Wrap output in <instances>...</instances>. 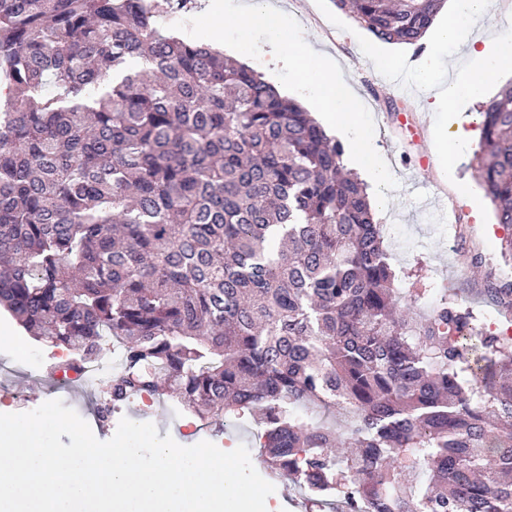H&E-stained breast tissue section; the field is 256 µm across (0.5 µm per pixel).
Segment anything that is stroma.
<instances>
[{
    "instance_id": "obj_1",
    "label": "stroma",
    "mask_w": 512,
    "mask_h": 512,
    "mask_svg": "<svg viewBox=\"0 0 512 512\" xmlns=\"http://www.w3.org/2000/svg\"><path fill=\"white\" fill-rule=\"evenodd\" d=\"M275 6L293 17L300 25L307 43L318 53L331 56L341 67L344 78L360 95L372 114L375 142L399 185L392 191V202L376 212L383 226L384 245L389 262L396 272L397 285L411 287L417 267H425L436 278L439 287L458 289L460 295L479 307L486 330L497 331L512 326L492 307L483 305L480 288L482 271L466 269L459 255L462 239L480 243L490 267L512 277V260L501 255L500 243L505 235L495 222L494 210L479 185L472 169L473 153L462 155L451 174L438 172L445 160L435 151L436 135L451 136L448 125L438 113L428 111L425 98H405L393 92L385 75L390 71L414 74L411 60L392 61L393 45L380 42L349 15L336 9L332 0H273ZM506 0H490L486 13L466 31L461 41L450 46L445 62L431 85L439 90L453 80L469 63V44L473 36L488 32L496 37L512 38V9ZM429 154L428 202H420L402 185L401 178L422 154ZM470 189L478 194L480 214H473L458 195ZM65 354L34 341L19 330L18 323L0 309V409L11 413L27 412L52 399L62 400L90 426L99 440H109L118 423H99L93 403L98 394L95 385L73 380L69 388H59L57 380L40 387L27 386L31 370H53ZM122 416L136 422L153 423L159 436H171L178 444L191 446L207 440L217 446L245 444L256 470H263L258 429L237 422L228 423L224 433L214 434L200 420L190 418L172 401L153 403L144 410L142 403L122 409Z\"/></svg>"
}]
</instances>
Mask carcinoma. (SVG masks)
I'll list each match as a JSON object with an SVG mask.
<instances>
[{"label":"carcinoma","mask_w":512,"mask_h":512,"mask_svg":"<svg viewBox=\"0 0 512 512\" xmlns=\"http://www.w3.org/2000/svg\"><path fill=\"white\" fill-rule=\"evenodd\" d=\"M187 2L0 0V307L66 370L112 337L101 422L166 395L261 426L270 473L347 512H512V338L452 288L394 286L341 141L158 26ZM443 2L334 0L390 44ZM480 116L512 257V84ZM481 294L512 314L511 279Z\"/></svg>","instance_id":"1"}]
</instances>
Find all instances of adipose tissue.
Masks as SVG:
<instances>
[{
	"label": "adipose tissue",
	"mask_w": 512,
	"mask_h": 512,
	"mask_svg": "<svg viewBox=\"0 0 512 512\" xmlns=\"http://www.w3.org/2000/svg\"><path fill=\"white\" fill-rule=\"evenodd\" d=\"M487 0H454L448 16L436 30L431 43L425 45L416 71L421 81H429L442 63L443 52L463 36L462 22L467 18L482 16ZM512 73V40L495 39L484 43L482 48L472 49L470 62L463 74L444 88L439 101L449 107L448 123L452 129L451 140L439 141L437 151L441 155L460 156L473 143V133L466 119L460 117L456 105L460 102H476L487 93V87L499 75Z\"/></svg>",
	"instance_id": "ef3b65f1"
}]
</instances>
